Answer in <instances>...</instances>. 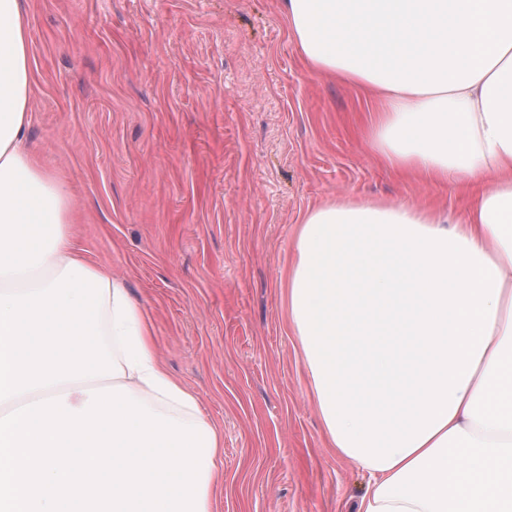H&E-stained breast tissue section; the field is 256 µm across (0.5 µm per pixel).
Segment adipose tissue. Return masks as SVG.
I'll list each match as a JSON object with an SVG mask.
<instances>
[{
    "mask_svg": "<svg viewBox=\"0 0 512 512\" xmlns=\"http://www.w3.org/2000/svg\"><path fill=\"white\" fill-rule=\"evenodd\" d=\"M309 68L376 93L381 157L471 187L464 219L332 201L298 224L288 325L357 512H512V0H280ZM28 30L0 0V417L126 386L203 422L123 280L72 241L74 206L25 146Z\"/></svg>",
    "mask_w": 512,
    "mask_h": 512,
    "instance_id": "1",
    "label": "adipose tissue"
}]
</instances>
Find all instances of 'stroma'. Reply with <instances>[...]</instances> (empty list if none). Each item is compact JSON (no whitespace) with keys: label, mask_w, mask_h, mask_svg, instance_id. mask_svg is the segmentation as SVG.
I'll return each instance as SVG.
<instances>
[{"label":"stroma","mask_w":512,"mask_h":512,"mask_svg":"<svg viewBox=\"0 0 512 512\" xmlns=\"http://www.w3.org/2000/svg\"><path fill=\"white\" fill-rule=\"evenodd\" d=\"M27 147L72 197L74 241L149 314L169 373L224 436L213 512H356L327 448L280 274L305 213L409 200L464 217L465 187L386 167L376 100L314 73L280 0H24Z\"/></svg>","instance_id":"stroma-1"}]
</instances>
